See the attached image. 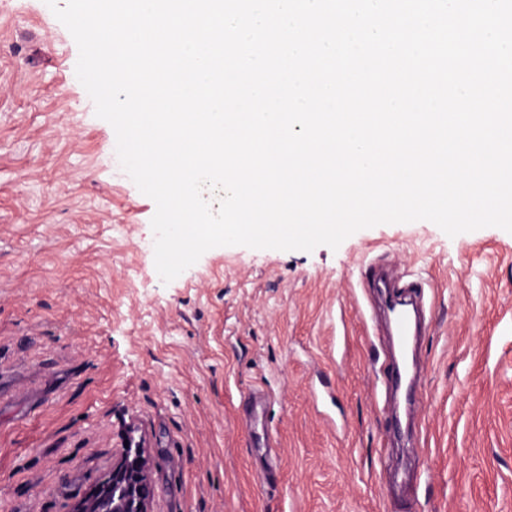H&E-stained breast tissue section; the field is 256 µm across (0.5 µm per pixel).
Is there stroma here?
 Instances as JSON below:
<instances>
[{
    "label": "stroma",
    "instance_id": "obj_1",
    "mask_svg": "<svg viewBox=\"0 0 512 512\" xmlns=\"http://www.w3.org/2000/svg\"><path fill=\"white\" fill-rule=\"evenodd\" d=\"M78 57L45 0H0V512H69L132 422L152 512H512V233L220 246L163 282ZM369 267L426 283L403 448Z\"/></svg>",
    "mask_w": 512,
    "mask_h": 512
}]
</instances>
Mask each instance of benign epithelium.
I'll list each match as a JSON object with an SVG mask.
<instances>
[{
  "label": "benign epithelium",
  "instance_id": "obj_1",
  "mask_svg": "<svg viewBox=\"0 0 512 512\" xmlns=\"http://www.w3.org/2000/svg\"><path fill=\"white\" fill-rule=\"evenodd\" d=\"M150 461L140 446L123 447L112 469L72 506V512H151Z\"/></svg>",
  "mask_w": 512,
  "mask_h": 512
}]
</instances>
